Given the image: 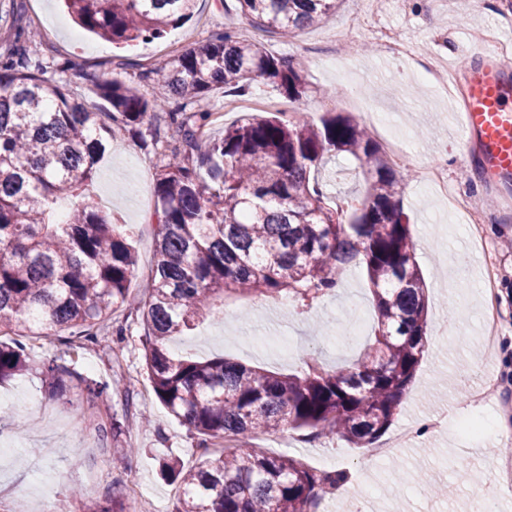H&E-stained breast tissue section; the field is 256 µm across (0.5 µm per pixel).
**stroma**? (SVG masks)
Returning <instances> with one entry per match:
<instances>
[{
    "label": "stroma",
    "instance_id": "1",
    "mask_svg": "<svg viewBox=\"0 0 512 512\" xmlns=\"http://www.w3.org/2000/svg\"><path fill=\"white\" fill-rule=\"evenodd\" d=\"M23 2L36 15L35 56L47 66L48 78L87 94L98 79L111 76L110 42L77 34L58 0ZM226 28L261 42L276 56L302 62L306 93L299 102H289L263 79L251 83V91L271 99L275 108L299 110L314 122L342 113L364 123L368 117L354 103L361 97L389 113L392 126L405 132L411 158L396 173L415 259L428 288V342L390 430L417 425L436 412L448 415L445 428L418 434L381 463L370 460L366 449L338 438L287 427L250 437L247 447L286 454L315 469L331 462L346 472L339 493H327L318 512H470L473 500L487 493L493 496V512H512V491L491 484L503 448L512 445V415L497 416L493 430L472 437L457 428L458 419L473 410L470 391L482 364L492 361L503 373L512 361V191L486 190L476 158L461 159L460 116L446 90L451 82L463 86L471 47L490 50L512 43V13L504 0H482L463 22L457 0L437 5L430 0H341L324 21L285 37L251 26L237 0H197L191 20L157 40L159 55H150L145 43L127 51L131 66L122 77L139 82L141 72ZM381 29L406 44L410 55L384 54L375 41ZM64 58L70 61L68 71L56 72V62ZM139 84L147 98L169 101L164 87ZM161 159L160 148L116 131L89 186L99 203L120 217L134 247L135 290L155 263V178ZM433 162L445 170L449 192L477 202L481 243L472 241L447 203L425 185L423 171ZM315 177L332 207L346 205L367 188L357 162L345 153L326 157ZM488 250L502 265V320L492 354L482 331L483 255ZM376 324L366 269L357 264L341 274L333 294L304 313L264 297L229 301L223 317L201 318L189 335L172 338L169 348L200 361L222 357L281 374L302 371L312 359L336 371L351 366L373 342ZM24 343L35 366L60 357L70 360L82 375L108 383L112 397L93 409L77 384L50 392L35 366L0 384V398L21 405L20 411L0 415V440L11 446L0 461V512H11L19 499L27 512H36L44 499L55 512H88L104 503L113 488L126 493L134 484L161 512H175L181 489L161 475L159 460L173 457L191 467L222 452L225 441L202 444L158 401L138 312L115 310L99 326L96 342L80 348H70L63 336H28ZM101 416L120 421L118 440L99 434L87 439V428Z\"/></svg>",
    "mask_w": 512,
    "mask_h": 512
}]
</instances>
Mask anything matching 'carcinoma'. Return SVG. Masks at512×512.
Segmentation results:
<instances>
[{"label": "carcinoma", "instance_id": "cac0c4a2", "mask_svg": "<svg viewBox=\"0 0 512 512\" xmlns=\"http://www.w3.org/2000/svg\"><path fill=\"white\" fill-rule=\"evenodd\" d=\"M63 2L78 26L121 49L164 37L191 17L195 0ZM237 2L252 25L288 34L317 24L338 0ZM22 8L0 17L12 31L0 46V328L90 340L128 302L136 258L121 225L83 187L112 125L143 139L158 102L114 75L94 85L111 111L94 112L81 93L50 83L29 54L34 31L20 24ZM258 78L291 102L305 94L298 66L231 28L139 74L173 96L168 127L186 146L171 148L157 173L155 265L136 306L152 390L205 443L287 425L362 448L392 425L427 345L424 282L399 179L349 116L311 124L276 112L210 136L208 94L216 87L240 93ZM337 152L351 155L370 180L345 210L327 207L310 179ZM61 195L71 208L55 223ZM359 257L376 298L377 330L350 367L284 376L223 358L171 356L168 341L193 329L216 300L259 294L302 309L334 291L340 271ZM29 366L23 344L0 340V383ZM40 373L53 392L78 380L91 398L109 396V385L66 365L44 364ZM161 471L180 481L176 512H314L345 479L244 445L187 470L165 461Z\"/></svg>", "mask_w": 512, "mask_h": 512}]
</instances>
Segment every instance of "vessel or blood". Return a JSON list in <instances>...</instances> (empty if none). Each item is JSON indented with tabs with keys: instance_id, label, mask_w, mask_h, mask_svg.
<instances>
[{
	"instance_id": "b4317fda",
	"label": "vessel or blood",
	"mask_w": 512,
	"mask_h": 512,
	"mask_svg": "<svg viewBox=\"0 0 512 512\" xmlns=\"http://www.w3.org/2000/svg\"><path fill=\"white\" fill-rule=\"evenodd\" d=\"M466 84L463 131L475 143L485 180L512 185V62L478 47Z\"/></svg>"
}]
</instances>
